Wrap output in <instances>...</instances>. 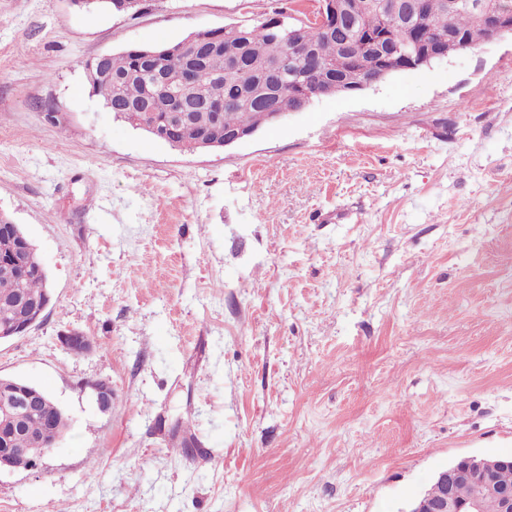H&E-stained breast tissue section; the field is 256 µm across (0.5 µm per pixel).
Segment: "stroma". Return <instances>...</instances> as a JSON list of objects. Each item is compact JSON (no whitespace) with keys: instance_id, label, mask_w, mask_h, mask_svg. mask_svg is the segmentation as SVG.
<instances>
[{"instance_id":"35a3bbf8","label":"stroma","mask_w":512,"mask_h":512,"mask_svg":"<svg viewBox=\"0 0 512 512\" xmlns=\"http://www.w3.org/2000/svg\"><path fill=\"white\" fill-rule=\"evenodd\" d=\"M317 5L0 0V213L52 288L0 376L70 418L0 472V512H405L453 461L512 455L511 36L203 152L83 69ZM59 342L64 350L69 353H85L92 348L90 336L77 330L65 332L59 336Z\"/></svg>"}]
</instances>
